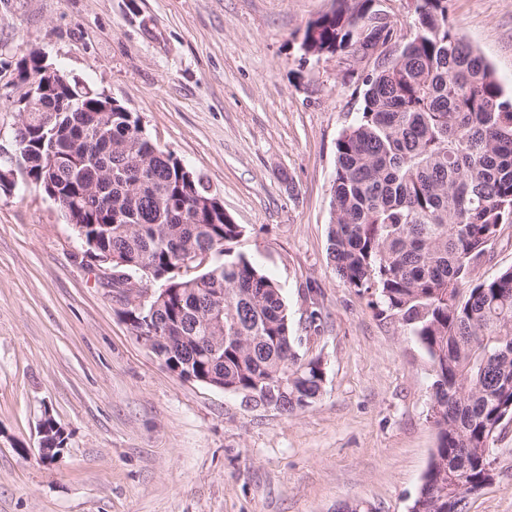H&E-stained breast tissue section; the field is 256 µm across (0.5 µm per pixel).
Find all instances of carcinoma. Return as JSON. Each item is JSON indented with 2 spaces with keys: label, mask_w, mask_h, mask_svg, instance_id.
Listing matches in <instances>:
<instances>
[{
  "label": "carcinoma",
  "mask_w": 512,
  "mask_h": 512,
  "mask_svg": "<svg viewBox=\"0 0 512 512\" xmlns=\"http://www.w3.org/2000/svg\"><path fill=\"white\" fill-rule=\"evenodd\" d=\"M415 32L359 23L365 5L309 22L306 54L372 49L363 108L336 140L329 256L336 274L409 327L435 380L437 445L422 480L439 486L425 512H461L455 478L492 483L497 423L512 415V267L472 279L504 224H512V96L448 21V0H413ZM29 54L25 82L42 77ZM15 131L16 159L30 183L59 208L91 253L117 255L139 278L172 292L126 320L166 337L169 370L224 391L252 393L293 414L313 406L326 381L323 360L295 348L277 284L226 243L242 235L204 179L152 143L140 119L74 82L34 94ZM104 112L98 124L87 112ZM206 204L192 207L189 201ZM208 248L207 265L184 276L189 254ZM224 311V324L213 311Z\"/></svg>",
  "instance_id": "1"
}]
</instances>
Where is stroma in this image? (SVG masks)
<instances>
[{
  "label": "stroma",
  "mask_w": 512,
  "mask_h": 512,
  "mask_svg": "<svg viewBox=\"0 0 512 512\" xmlns=\"http://www.w3.org/2000/svg\"><path fill=\"white\" fill-rule=\"evenodd\" d=\"M335 0H0V147L37 52L117 100L245 228L326 383L286 415L186 381L132 335L125 301L53 200L0 193V512H408L436 446L428 354L328 257L335 143L374 63L308 56ZM456 31L512 90V0H448ZM320 311L319 327L309 314ZM51 415L67 440L38 455ZM467 512H512V422Z\"/></svg>",
  "instance_id": "35a3bbf8"
}]
</instances>
